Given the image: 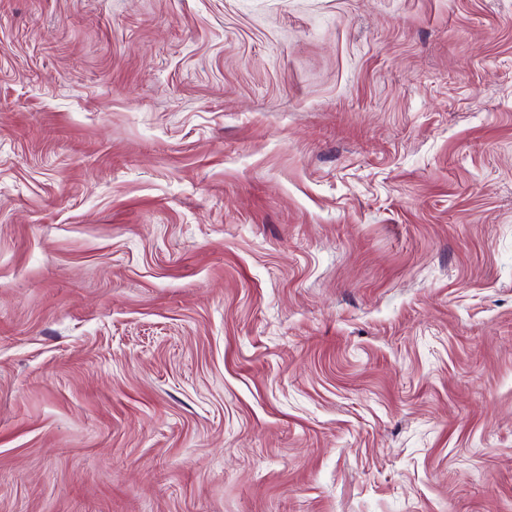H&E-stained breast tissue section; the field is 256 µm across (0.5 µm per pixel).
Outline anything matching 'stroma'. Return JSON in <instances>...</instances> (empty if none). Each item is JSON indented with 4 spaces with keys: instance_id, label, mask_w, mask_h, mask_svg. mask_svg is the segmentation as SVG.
<instances>
[{
    "instance_id": "35a3bbf8",
    "label": "stroma",
    "mask_w": 512,
    "mask_h": 512,
    "mask_svg": "<svg viewBox=\"0 0 512 512\" xmlns=\"http://www.w3.org/2000/svg\"><path fill=\"white\" fill-rule=\"evenodd\" d=\"M0 512H512V0H0Z\"/></svg>"
}]
</instances>
